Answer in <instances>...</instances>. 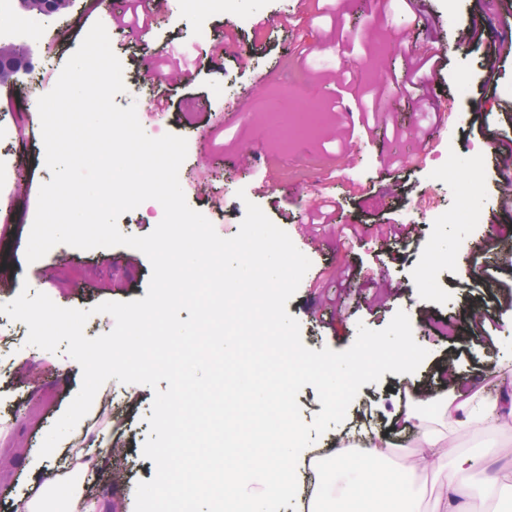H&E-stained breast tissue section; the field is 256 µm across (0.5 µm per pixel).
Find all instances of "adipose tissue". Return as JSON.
<instances>
[{
    "label": "adipose tissue",
    "instance_id": "1",
    "mask_svg": "<svg viewBox=\"0 0 512 512\" xmlns=\"http://www.w3.org/2000/svg\"><path fill=\"white\" fill-rule=\"evenodd\" d=\"M276 407L277 413L271 424L282 431V438L275 440L265 434L255 435L246 451L252 458V467H258L269 478L272 493L292 496L299 490L293 468L299 450L289 433L288 399L285 394H278ZM495 412L500 413L502 418H512L511 391L504 392L500 400L490 404L481 401L477 389L458 391L449 400L441 402L440 416L435 421L415 411H407L404 422L418 432L419 458L411 469L397 475L378 465L379 460L385 456V448L390 445L387 436L378 429L367 431L365 438L371 443L367 453L351 455L339 452L331 459L334 470L355 473V483L335 497L314 495L309 512H419L413 491L415 474L419 470L439 465L447 456V427L483 422ZM250 469L234 456L225 458L220 465L204 460L197 465L195 485L203 491L214 490L218 502L217 512H264L261 500L242 499L234 492L235 484L249 476Z\"/></svg>",
    "mask_w": 512,
    "mask_h": 512
}]
</instances>
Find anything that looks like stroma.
<instances>
[{
    "instance_id": "stroma-1",
    "label": "stroma",
    "mask_w": 512,
    "mask_h": 512,
    "mask_svg": "<svg viewBox=\"0 0 512 512\" xmlns=\"http://www.w3.org/2000/svg\"><path fill=\"white\" fill-rule=\"evenodd\" d=\"M426 26L404 21L399 0H236L223 14L173 6L169 17L149 20L137 0H74L62 14L47 18L48 54L37 55L30 73L12 85H0V124L11 130L0 141L14 171L0 188V303L21 289L47 294L65 308L87 309L106 301L143 298L151 277L149 259L140 251L115 246L82 250L67 247L36 262L25 251L40 186L50 181L40 122L31 121L35 76L55 86L70 55L95 22H102L117 56L126 62L127 87L114 101L135 106L148 136L173 133L192 140L195 149L182 164L181 187L190 207L203 213L225 238L237 234L246 202L259 205L284 229L312 262L287 311L300 324L303 343L311 349L349 348L358 324L380 330L397 311L408 315L415 341L428 352L412 375L384 373L380 382L363 385L359 399H371L375 427L388 430L394 442L383 464L405 469L416 452L417 437L397 419L401 408L432 416L431 395L448 396L456 381L487 389L494 379L512 377V260L504 261L500 284L484 295L498 299V324L484 332L464 322L473 302L467 283L466 256L477 248L504 241L497 225H512V207L494 184L493 159L469 161L468 188L490 211L488 224H439L435 217L454 199V188L437 182L429 165L412 168L406 156L427 148L440 112L448 104L471 113H488L492 127L512 126V57L495 86L483 87V57L512 26V0H417ZM123 14L118 26L112 14ZM484 27L479 44L459 36L472 24ZM436 48L439 64L424 81L431 94L419 98L405 81L413 57ZM302 69V82L325 116L315 132L283 145L280 122L285 113L304 111V104L277 95L290 70ZM467 78L469 97L458 95ZM385 91L389 113L379 129L367 131L363 108L373 86ZM265 108L252 107L255 99ZM261 156L250 165L239 162L252 145ZM276 159L269 167L268 159ZM269 180L268 190L255 186ZM373 184L369 197L355 198L354 181ZM332 198L328 223L308 222L318 197ZM390 218L416 230L413 242L381 234L377 223ZM458 252L460 261L430 266L432 252ZM379 288L362 290L365 277ZM0 333L14 337L12 374L0 375V421L11 427L0 447V512H14L21 494L35 495L46 478L56 477L65 455L77 443L95 442L108 430L118 449L84 489L104 512H134L136 485L151 480L156 468L143 455L149 435L155 390L143 384L112 382V405L95 398L83 419L46 458L38 453L43 439L62 416L82 384L80 365L65 349L49 352L28 345L26 324L4 318ZM412 380L420 394L400 401L397 389ZM512 449V419L479 428L456 426L448 431V456L442 465L419 471L416 491L421 512H435L448 466L459 459L477 460L467 472L476 488L468 512H506L512 505V456L488 460L485 448ZM499 490L485 494L489 483Z\"/></svg>"
}]
</instances>
